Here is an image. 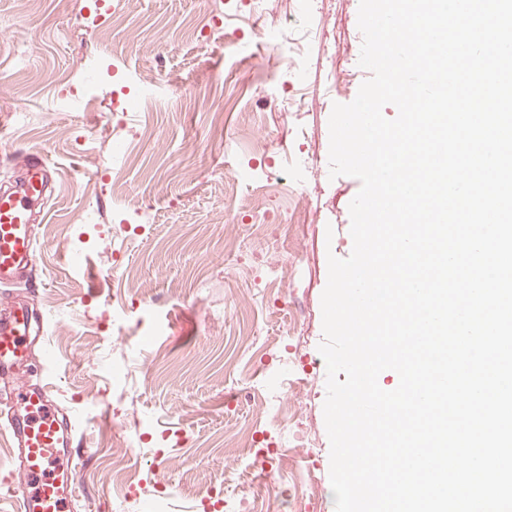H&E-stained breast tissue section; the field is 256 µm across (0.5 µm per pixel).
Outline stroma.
Returning a JSON list of instances; mask_svg holds the SVG:
<instances>
[{"mask_svg":"<svg viewBox=\"0 0 512 512\" xmlns=\"http://www.w3.org/2000/svg\"><path fill=\"white\" fill-rule=\"evenodd\" d=\"M0 0V187L39 151L58 170L38 224L36 286L12 299L48 316L44 362L28 376L77 409L87 438L75 480L84 512H203L200 492L255 497L292 512L302 470L253 465L246 432L278 442L254 395L279 357L309 373L308 451L317 512H335L323 405L321 296L328 258L353 249L351 176L304 175L329 154L334 104L352 102L359 0ZM237 31L234 53L225 30ZM306 74L299 112L270 102L265 80ZM271 153L261 154V145ZM269 214L300 213L298 273L265 282L258 256L274 225L234 213L229 180ZM247 244L236 261L232 240Z\"/></svg>","mask_w":512,"mask_h":512,"instance_id":"1","label":"stroma"}]
</instances>
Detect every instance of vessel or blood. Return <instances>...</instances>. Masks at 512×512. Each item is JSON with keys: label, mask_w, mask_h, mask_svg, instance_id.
<instances>
[{"label": "vessel or blood", "mask_w": 512, "mask_h": 512, "mask_svg": "<svg viewBox=\"0 0 512 512\" xmlns=\"http://www.w3.org/2000/svg\"><path fill=\"white\" fill-rule=\"evenodd\" d=\"M25 178L0 192V286L25 279L36 263L34 206L53 188L49 162L25 154ZM34 315L20 301L0 309V424L8 435L13 478L7 485L17 512H76L81 497L70 449L81 416L59 406L46 386L28 384Z\"/></svg>", "instance_id": "b4317fda"}]
</instances>
